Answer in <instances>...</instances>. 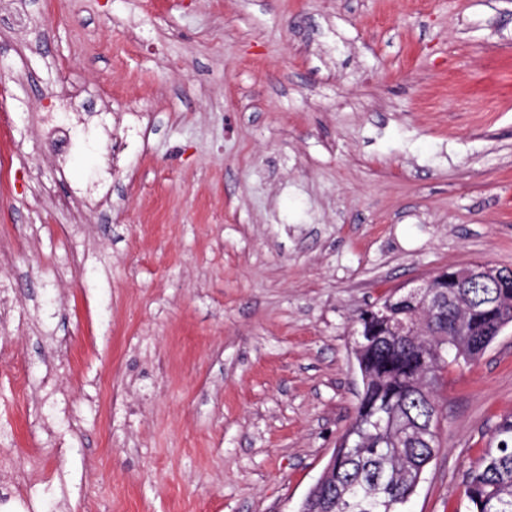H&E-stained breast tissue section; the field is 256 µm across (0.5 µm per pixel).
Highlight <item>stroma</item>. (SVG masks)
Segmentation results:
<instances>
[{"instance_id": "stroma-1", "label": "stroma", "mask_w": 512, "mask_h": 512, "mask_svg": "<svg viewBox=\"0 0 512 512\" xmlns=\"http://www.w3.org/2000/svg\"><path fill=\"white\" fill-rule=\"evenodd\" d=\"M23 7L33 30L0 25V512H297L363 389L356 311L512 269V0H0ZM69 85L107 123L58 167L38 114ZM446 379L410 512H466L512 325Z\"/></svg>"}]
</instances>
